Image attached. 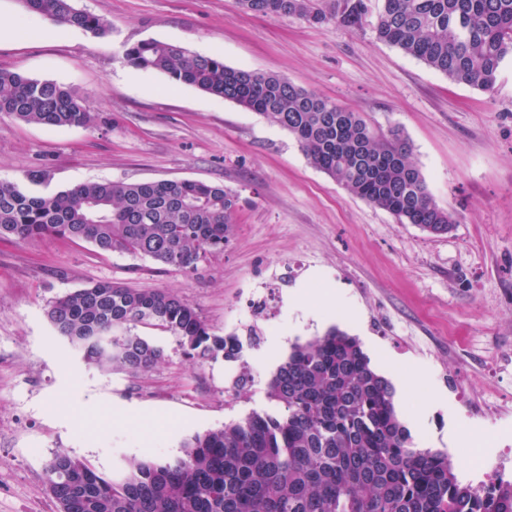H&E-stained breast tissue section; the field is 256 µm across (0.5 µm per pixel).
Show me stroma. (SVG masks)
<instances>
[{"label":"stroma","mask_w":512,"mask_h":512,"mask_svg":"<svg viewBox=\"0 0 512 512\" xmlns=\"http://www.w3.org/2000/svg\"><path fill=\"white\" fill-rule=\"evenodd\" d=\"M107 18L96 37L60 29L0 0V69L77 89L93 126L47 128L0 117V180L52 194L85 182L190 179L239 198L223 251L179 272L152 259L100 254L85 241H0V512H57L45 462L58 448L104 476L131 458L179 455L187 436L266 408L267 383L292 346L338 326L359 338L385 377L408 368L398 412L420 447L447 454L459 480L484 481L477 460L512 448V60L493 91L447 77L373 32L263 16L238 0H75ZM178 44L225 65L271 72L400 128L452 227L434 236L349 195L312 166L295 137L234 102L124 64V45ZM99 282L179 293L212 334H249L252 300L270 299L253 381L235 394L224 360L185 354L172 333L144 329L164 350L136 375L88 365L56 335V298ZM312 293L293 299L300 286ZM335 289L333 301L315 289ZM281 341L270 355L272 341ZM479 432L461 448L455 433Z\"/></svg>","instance_id":"obj_1"}]
</instances>
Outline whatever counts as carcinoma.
I'll list each match as a JSON object with an SVG mask.
<instances>
[{
  "mask_svg": "<svg viewBox=\"0 0 512 512\" xmlns=\"http://www.w3.org/2000/svg\"><path fill=\"white\" fill-rule=\"evenodd\" d=\"M30 15L104 37L106 18L74 0H19ZM242 8L355 30L367 0H239ZM377 39L455 84L491 91L512 57V0H381ZM123 62L161 72L232 101L290 132L309 162L347 193L402 224L448 234L451 218L428 190L397 128L383 133L347 110L274 73L157 40L123 46ZM0 115L46 127H90L79 91L0 70ZM238 197L193 180L90 182L52 195L0 181V240L56 237L103 253L148 257L178 271L196 268L234 235ZM56 333L88 363L131 374L164 357L133 331L139 324L177 337L188 355L240 363L233 386L252 377L237 334L209 332L177 293L100 282L59 297L48 310ZM269 406L181 442V455L128 461L120 477L98 474L58 448L46 489L59 512H512V482L497 475L459 483L448 455L415 446L395 391L359 339L332 326L293 346L267 385Z\"/></svg>",
  "mask_w": 512,
  "mask_h": 512,
  "instance_id": "cac0c4a2",
  "label": "carcinoma"
}]
</instances>
